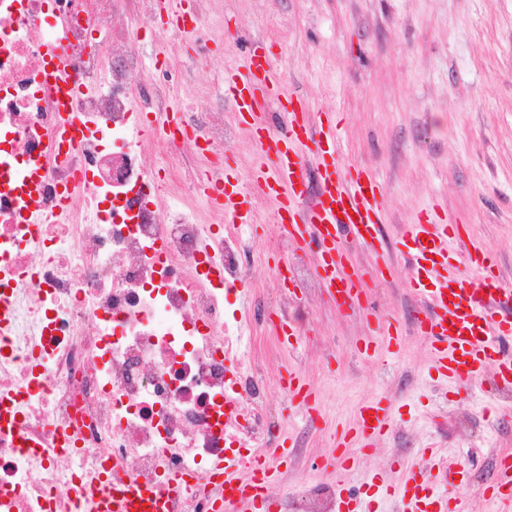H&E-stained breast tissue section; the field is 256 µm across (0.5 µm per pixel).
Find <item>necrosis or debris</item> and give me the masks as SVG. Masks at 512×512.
<instances>
[{
    "instance_id": "obj_1",
    "label": "necrosis or debris",
    "mask_w": 512,
    "mask_h": 512,
    "mask_svg": "<svg viewBox=\"0 0 512 512\" xmlns=\"http://www.w3.org/2000/svg\"><path fill=\"white\" fill-rule=\"evenodd\" d=\"M157 0H0V287L19 284L0 335V512H95L83 490L180 476L170 512H216L214 460L272 447L254 362L226 320L224 292L247 275L222 214L171 211L199 195L193 170L223 181L220 112H185L158 130L172 176L149 170L140 112L167 109L138 29L119 11ZM67 33L83 133L50 146L61 114L45 44ZM222 269L223 282L209 279Z\"/></svg>"
}]
</instances>
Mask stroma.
Listing matches in <instances>:
<instances>
[{
    "instance_id": "stroma-1",
    "label": "stroma",
    "mask_w": 512,
    "mask_h": 512,
    "mask_svg": "<svg viewBox=\"0 0 512 512\" xmlns=\"http://www.w3.org/2000/svg\"><path fill=\"white\" fill-rule=\"evenodd\" d=\"M197 17L188 38L148 15L120 12L115 22L140 27L145 62L165 77L170 108L223 112L231 183L249 191L256 153L225 79L245 72L258 53L279 79L268 119L283 118L292 97L309 102L313 129L335 115L341 176L364 172L382 190L387 267L365 246L341 243L364 280L367 311L336 306L313 251L280 252L273 202L252 199L255 259L229 300L253 310L283 293L297 330L288 345L270 332L241 339L259 354L266 408L292 450L267 499H287L288 512H316L321 503L309 492L329 483L371 512H396L386 487L422 469L425 449L436 448L467 463L465 479L447 485L449 497L468 499L470 512H493L494 458L512 453V400L483 379L464 386L438 376L427 339L413 331L424 305L409 288L399 249L408 225L437 215L462 225L449 274L464 272L469 253L484 247L512 278V0H206ZM282 259L294 283L287 291L277 274ZM393 319L407 333L397 348L377 327ZM292 371L314 389L317 418L290 401L283 382ZM381 397L391 407L389 432L356 450L351 470L336 479L325 462L337 432Z\"/></svg>"
}]
</instances>
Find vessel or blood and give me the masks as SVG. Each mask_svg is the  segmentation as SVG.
<instances>
[{"instance_id":"b4317fda","label":"vessel or blood","mask_w":512,"mask_h":512,"mask_svg":"<svg viewBox=\"0 0 512 512\" xmlns=\"http://www.w3.org/2000/svg\"><path fill=\"white\" fill-rule=\"evenodd\" d=\"M263 70L260 57L252 56L247 73L228 82L237 112L250 122L259 156L249 175L251 190L274 201V221L297 249H306L314 238L321 242L318 276L335 289L343 303L361 305L358 281L347 273L336 243L352 240L372 250L381 244L379 188L369 179L343 181L332 159L336 133L331 129L323 132L324 144L316 150L321 159L317 172L309 174L292 148L293 142L314 137L306 114L290 112L286 130H271L264 108L273 93L255 83ZM206 198L223 212L226 223H251L237 185L223 182ZM454 229L451 223L419 222L409 225L402 238L403 256L411 269L410 288L426 303L416 327L429 339L431 359L444 380L468 385L485 376L493 390L511 391L512 281L502 278L492 256L480 250L470 256L467 273L445 275ZM287 387L298 405L315 409V393L304 378L289 374ZM390 424V412L382 400L363 405L355 427L337 437L329 461L334 473L340 475L350 468L352 447L372 446ZM287 459L288 448L280 440L274 448L255 455L249 466L231 458L217 461L215 477L224 483L223 512H238L240 506L261 500L266 485ZM430 461L431 471L419 472L402 488V512H468L464 501L449 502L434 484L438 477L449 482L465 475L464 462L447 463L435 451ZM170 492L167 486L132 484L120 494L99 495L98 501L104 512H162Z\"/></svg>"}]
</instances>
